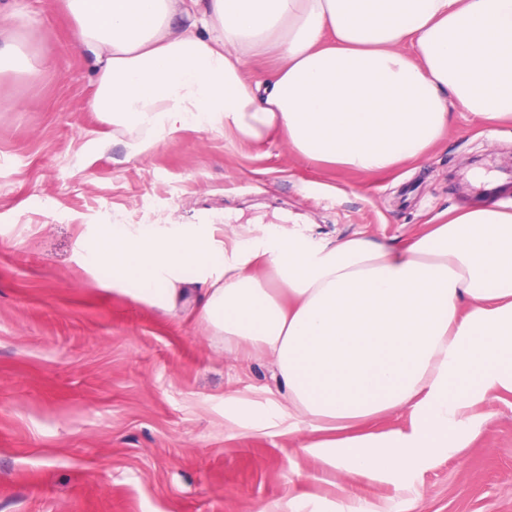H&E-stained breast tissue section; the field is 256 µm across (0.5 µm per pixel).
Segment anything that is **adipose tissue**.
I'll use <instances>...</instances> for the list:
<instances>
[{"label": "adipose tissue", "mask_w": 512, "mask_h": 512, "mask_svg": "<svg viewBox=\"0 0 512 512\" xmlns=\"http://www.w3.org/2000/svg\"><path fill=\"white\" fill-rule=\"evenodd\" d=\"M93 59L98 112L145 153L178 130L375 173L422 159L452 109L512 120V0H62ZM273 60L267 79L254 60ZM216 224H106L89 265L176 305L194 268L202 317L288 389L289 431L327 432L347 470L396 473L465 447L512 397V211L462 210L389 247L270 231L221 247ZM408 427L376 434L389 411Z\"/></svg>", "instance_id": "obj_1"}]
</instances>
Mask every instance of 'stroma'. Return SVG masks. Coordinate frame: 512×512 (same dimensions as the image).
<instances>
[{
    "label": "stroma",
    "mask_w": 512,
    "mask_h": 512,
    "mask_svg": "<svg viewBox=\"0 0 512 512\" xmlns=\"http://www.w3.org/2000/svg\"><path fill=\"white\" fill-rule=\"evenodd\" d=\"M18 4L36 24L10 15ZM42 0H0L16 65L0 71V512H512V404L486 403L466 448L387 476L328 466L289 432L288 390L269 358L234 355L198 310L168 311L88 267L103 224L267 226L324 242L397 244L443 212L512 208V123L494 137L465 112L420 162L383 173L316 165L184 129L145 154L92 112L94 63L76 23ZM46 61L38 75L24 64ZM271 410L264 427L239 407Z\"/></svg>",
    "instance_id": "35a3bbf8"
}]
</instances>
